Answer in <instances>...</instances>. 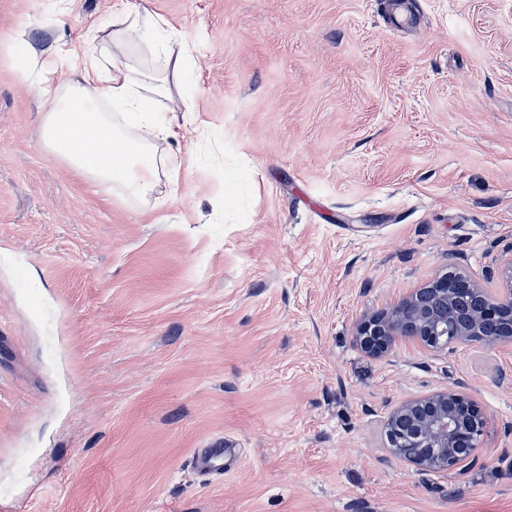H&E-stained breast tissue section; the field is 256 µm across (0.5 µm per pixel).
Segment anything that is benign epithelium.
Masks as SVG:
<instances>
[{"label": "benign epithelium", "mask_w": 512, "mask_h": 512, "mask_svg": "<svg viewBox=\"0 0 512 512\" xmlns=\"http://www.w3.org/2000/svg\"><path fill=\"white\" fill-rule=\"evenodd\" d=\"M502 285L490 295L467 276L448 272L430 285L401 299L388 311L363 318L353 336L364 351L382 354L398 339L430 348L480 342L498 347L512 344V249L500 258ZM459 299L477 302L459 309L451 320L440 317L439 308ZM486 418L478 402L468 394L448 388L407 400L388 415V449L410 439L418 447L405 460L424 472L453 471L471 461L482 448Z\"/></svg>", "instance_id": "obj_1"}]
</instances>
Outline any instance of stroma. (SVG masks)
<instances>
[{
  "instance_id": "35a3bbf8",
  "label": "stroma",
  "mask_w": 512,
  "mask_h": 512,
  "mask_svg": "<svg viewBox=\"0 0 512 512\" xmlns=\"http://www.w3.org/2000/svg\"><path fill=\"white\" fill-rule=\"evenodd\" d=\"M113 2L0 0V512H512V345L353 340L447 272L499 286L512 0H128L187 32L211 135L146 203L47 150L16 77ZM448 387L483 446L423 472L386 416ZM224 440L217 439L209 448H201L195 456V467L206 476H224V457L230 448H224Z\"/></svg>"
}]
</instances>
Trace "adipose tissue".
Here are the masks:
<instances>
[{
	"mask_svg": "<svg viewBox=\"0 0 512 512\" xmlns=\"http://www.w3.org/2000/svg\"><path fill=\"white\" fill-rule=\"evenodd\" d=\"M111 28L89 30L81 45L27 47L20 80L49 103L41 119L45 146L106 190L147 199L176 185L182 159L167 150L175 138L173 85L187 78L185 59H172L181 31L149 11L115 0ZM143 44L162 67L148 76L130 62Z\"/></svg>",
	"mask_w": 512,
	"mask_h": 512,
	"instance_id": "ef3b65f1",
	"label": "adipose tissue"
}]
</instances>
